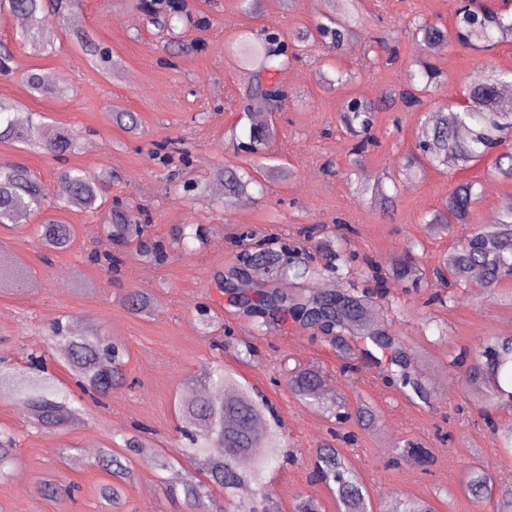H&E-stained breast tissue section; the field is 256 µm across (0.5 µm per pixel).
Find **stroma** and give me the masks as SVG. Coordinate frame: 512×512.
Returning <instances> with one entry per match:
<instances>
[{
  "label": "stroma",
  "instance_id": "stroma-1",
  "mask_svg": "<svg viewBox=\"0 0 512 512\" xmlns=\"http://www.w3.org/2000/svg\"><path fill=\"white\" fill-rule=\"evenodd\" d=\"M200 24L177 25L174 32L157 33L140 17L137 0H80L73 19L51 24L48 53L36 55L16 38L13 17L0 19V40L11 45L18 76L0 77V96L14 100L22 113L42 112L50 124L76 133L80 148L57 158L0 143V165L21 162L42 180L55 203L54 214L73 225L76 239L62 252L42 261L43 250L36 227L39 217L17 226H0V250L15 257L33 272L34 288L16 291L0 287V358L21 364L24 353L43 346V336L57 319H89L91 331L124 342L128 349L129 386L112 392L104 406L84 404L81 424L43 432L31 427L27 416L0 400V426L17 439L16 462L0 477V512H106L98 495L108 474L87 454L97 449L119 448L137 428L150 431L154 447L180 458L176 428L178 407L194 389L193 379L213 359H221L237 379L262 391L276 406L295 463L276 469L265 491L279 512H295L300 497L322 500L325 512H337L324 485L310 479L312 453L326 444L345 449L370 492L375 512H385L396 492L431 501L436 512H494V502L474 505L465 491L469 471L480 470L494 483L512 482V459L498 451L497 432L512 428V406L497 405L490 431L480 416L477 400L466 399L464 386L444 393L438 380L454 374L451 353L476 346L491 336L512 333V278L503 281L495 295L475 282H467L451 308L425 307L437 291L432 274H425L419 288L387 281L399 313L376 300L374 317L402 336L421 375L427 402H412L392 388L376 384V366L364 359L354 368H343L335 350L318 332L286 320L258 326L251 317L235 314L228 296L214 282L217 272L233 265L239 248L233 241L237 228H269L284 238L297 237L303 228L336 229L346 222L344 235L349 253L375 259L390 269L403 257L410 240H418L427 256L452 253L464 231L455 226L448 235L431 234L427 220L442 209L449 191L463 181L478 182L480 198L472 221L486 223L512 198V181L486 175L487 161L447 173L426 169L415 179H404L401 163L414 151L423 129V115L402 104L376 112L373 134L378 143L358 164H351L352 136L339 124L348 99L378 100L384 92L400 88L419 51L405 34V24L423 18L452 27L456 10L448 0H363L365 29L356 52H331L312 44L304 58L275 75L288 90L278 114L276 138L269 151L285 175L270 179L263 190H251L246 201H227L214 181L225 165L241 162L231 140L232 129L251 124L238 109L252 81L226 44L240 30L278 24L286 35L305 29L324 15L346 12V0H258L244 11L240 0H189ZM86 35L109 47L121 65L107 75L92 67L77 40ZM386 40L394 61L368 58L371 39ZM442 72V83L431 98L437 102L459 100L476 62L490 70H512V42L498 44L477 54L458 43L444 45L430 58ZM352 73L351 83L329 85L328 66ZM31 68L61 73L73 89L67 98L37 97L28 91L20 74ZM138 113L142 126L130 134L114 124L112 110ZM182 140L189 160L178 179L198 184L195 192H168L169 170L154 160L158 144ZM75 168L86 174L112 171L116 179L109 201L142 207V217L155 236L169 238L175 226L202 224L208 241L202 250L170 248L167 259L147 264L135 247L124 248L122 270L110 276L84 260V246L99 217L66 206L56 192L57 174ZM382 183L390 202L370 203L358 189ZM150 292L158 301L153 315L131 313L124 302L129 291ZM208 305L218 326L227 327L223 352L212 351L197 323V308ZM257 349L244 358V344ZM321 367L327 384L349 406L371 403L378 421L376 430L361 429L356 421L337 423L320 407L298 401L287 383L295 365ZM414 437L434 448L437 462L431 471L422 466L406 469L404 462L388 464L392 450ZM136 478L124 489L117 512H184L181 502L166 491L179 482V471L158 472L136 459ZM52 475L74 483L71 501L44 499L37 491L40 478Z\"/></svg>",
  "mask_w": 512,
  "mask_h": 512
}]
</instances>
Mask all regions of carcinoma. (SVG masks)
Wrapping results in <instances>:
<instances>
[{"label": "carcinoma", "instance_id": "obj_1", "mask_svg": "<svg viewBox=\"0 0 512 512\" xmlns=\"http://www.w3.org/2000/svg\"><path fill=\"white\" fill-rule=\"evenodd\" d=\"M76 0H0V13L23 17L25 24L19 30L23 43L40 51L48 46L44 32L52 17L63 18L71 13ZM149 22L159 29H169L174 22L191 19L183 0H140ZM421 56L416 64L419 69L408 75L404 88L383 95L379 101H358L357 106L340 113L339 121L345 131L358 137L353 154L359 156L376 144L370 134L372 112L394 101L405 107L425 112V123L417 152L405 156L403 167L410 171L417 166H428L439 171H451L469 166L488 156H493L489 172L497 177L512 180V144L501 133L512 128V112L500 108L505 92L512 89V70L488 73L478 67L468 79L464 103L438 104L424 107L425 94L438 83L440 71L430 62L432 47L451 40L485 52L497 44L512 40V12L487 9L482 15L462 5L455 14L452 30L425 19L408 23ZM354 31L339 17L323 16L315 24L286 39L270 27L261 30H243L232 46L237 61L252 68L253 77L242 100L241 109L251 112H277L288 99L283 85L271 79L274 71L285 70L301 56L305 48L324 39L326 46L338 50ZM82 49L90 63L106 74L112 73V54L101 51V45L89 38L80 37ZM16 70L12 49L0 42V75L9 76ZM31 94L66 97L71 88L68 83L51 72L31 69L23 75ZM18 104L0 97V140L23 145L24 148L44 153L62 154L76 147L71 132L64 127L46 124L41 115L32 113L24 124L14 119ZM113 123L127 132L140 130L137 113L125 109L111 113ZM275 137V128L249 127L245 139L237 143V150L247 154L246 165L224 168V193L228 199L250 193L251 186L268 176L273 166L267 150ZM161 160L167 165L186 163L188 151L179 140L160 145ZM59 179L69 187L68 204L87 213H96L106 202L112 185V174L102 173L89 179L76 169L59 172ZM479 192L474 182H461L448 194L444 209L434 213L427 226L439 233L450 232L454 224L469 225V233L457 243L449 258L431 264L433 274L446 285H458L457 272L467 271L483 288L495 294L501 280L512 275V199L501 209L497 223L473 224L471 216ZM49 205L48 192L31 169L20 164L0 166V224H19L34 214H42ZM148 225L128 211L116 209L109 212L102 225L98 246L85 254V262L111 275L122 266L120 245H135L141 256L155 264L162 262L170 244L186 249L190 244L204 246L207 228L192 225L187 233L179 228L172 232V242L147 236ZM40 243L51 250L69 248L75 237L70 224L46 217L38 224ZM278 237L265 235L251 227L239 229L238 242L243 249L238 255V265L218 275L219 288L238 295L236 312L263 319V324L287 318L306 329L318 331L323 341L336 349L345 363L373 353L349 344L352 336L370 342L385 357L379 371L380 384L385 387L412 388L423 394L414 368V360L405 351L403 340L374 323L370 317V292H349L336 299L326 293L308 289L284 292L275 283L284 279L304 282L322 276L339 275L345 278L354 274L351 261L343 250L342 239L328 236L315 242L314 249L320 262L313 257L285 261V253L300 254L294 242L279 241L278 248L268 243ZM416 244L408 247L406 255L395 263L392 270L384 271L373 259H363V275L382 289L386 276L402 282L419 283L422 272L416 261ZM267 268V282L256 283L242 276L245 267ZM8 279L25 290L32 284V277L24 265L0 250V281ZM125 304L133 313H148L152 308L149 294L131 292ZM49 346L56 361L73 376L74 385L87 397L100 404L115 389L128 385L124 371L126 349L118 341L98 333L73 334L68 325L58 320L50 328ZM28 369L10 371L0 368V399L13 402L43 431L68 428L80 421L82 408L74 405L70 393L56 376L47 373L45 352L28 354ZM450 363L465 368L462 380L467 387L482 390L483 397L495 403L507 404L512 391L505 384H512V336H495L475 347L465 348L452 356ZM206 384L200 386L195 398L179 409L181 433L188 441L183 460L195 469L183 481L170 487L173 495H182L187 512H207L213 488L224 492V512H256L267 507V512H277L272 504L260 503L261 494L249 499L238 497L245 485L262 488L268 480L272 465L288 458L282 432V423L272 404L258 391L241 385L224 370V364L214 362L205 373ZM323 375L313 367H301L292 372L288 386L301 402L318 403ZM124 447L137 451L160 470L175 466V460L151 446L137 433L124 438ZM15 437L0 430V472L14 464ZM400 452L414 455L425 467L434 465L435 456L423 443L408 440ZM99 466L112 480L101 485L99 496L109 506L119 503L120 485L131 481L134 470L130 457L112 448H103L98 458ZM314 474L333 494L339 512H372L369 491L360 473L349 458L338 448L316 450ZM465 490L470 500L482 504L496 499V512H512V484L494 486L483 472L472 471ZM39 493L57 502L71 495V487L61 481L43 480ZM394 512H435L431 502L423 497H406L396 503Z\"/></svg>", "mask_w": 512, "mask_h": 512}]
</instances>
